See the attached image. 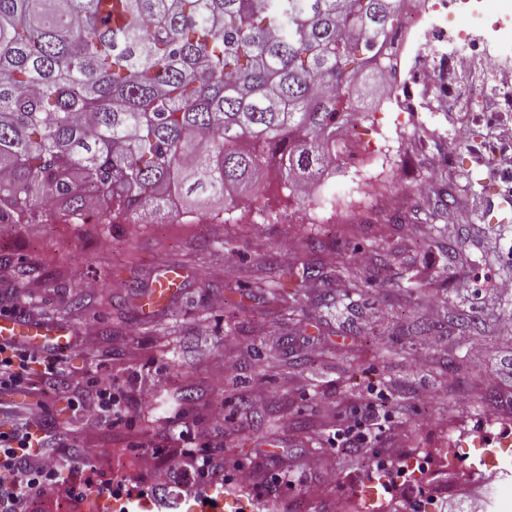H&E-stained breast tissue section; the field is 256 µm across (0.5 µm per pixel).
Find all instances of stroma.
Here are the masks:
<instances>
[{"label": "stroma", "mask_w": 512, "mask_h": 512, "mask_svg": "<svg viewBox=\"0 0 512 512\" xmlns=\"http://www.w3.org/2000/svg\"><path fill=\"white\" fill-rule=\"evenodd\" d=\"M396 115L362 125V141L384 144L382 159H355L348 175L314 191L313 224H292L286 200L261 223L0 225V301L27 317L87 333L95 358L63 355L70 385L95 375L135 384L134 425L110 427L50 401L53 433L78 449L105 447L102 480L164 482L149 445L210 426L223 413L224 469L250 466L256 488L224 489V512H396L366 491L369 459L426 452L447 460L475 419L512 422V296L494 282L512 272V203L462 128L491 135L476 113H423L400 132ZM352 212L325 222L327 204ZM180 269L178 289L144 315L149 288ZM428 335L414 333L416 325ZM439 344H431V337ZM373 403L389 420L360 452L330 439L353 409ZM335 469L334 482L323 474ZM295 473V487L266 496L271 473ZM440 498L485 512H512L495 488L441 470Z\"/></svg>", "instance_id": "1"}]
</instances>
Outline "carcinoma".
<instances>
[{
	"mask_svg": "<svg viewBox=\"0 0 512 512\" xmlns=\"http://www.w3.org/2000/svg\"><path fill=\"white\" fill-rule=\"evenodd\" d=\"M408 0H0V221L299 204Z\"/></svg>",
	"mask_w": 512,
	"mask_h": 512,
	"instance_id": "obj_1",
	"label": "carcinoma"
}]
</instances>
